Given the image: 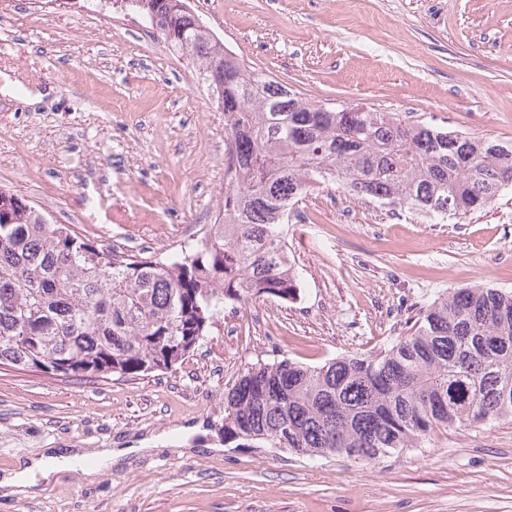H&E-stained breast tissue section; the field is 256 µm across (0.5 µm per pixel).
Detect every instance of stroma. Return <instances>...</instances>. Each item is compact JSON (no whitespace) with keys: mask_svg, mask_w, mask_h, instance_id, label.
<instances>
[{"mask_svg":"<svg viewBox=\"0 0 512 512\" xmlns=\"http://www.w3.org/2000/svg\"><path fill=\"white\" fill-rule=\"evenodd\" d=\"M248 68L308 102L512 144V0H199ZM224 114L192 60L79 0L0 14V188L91 240L165 258L221 208ZM288 230L297 296L225 308L174 367L68 381L0 366V477L48 448L126 449L0 512H512V420L434 429L374 461L223 448L224 392L283 358L379 348L451 288L512 290V188L436 224L337 186Z\"/></svg>","mask_w":512,"mask_h":512,"instance_id":"stroma-1","label":"stroma"}]
</instances>
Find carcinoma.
<instances>
[{"mask_svg": "<svg viewBox=\"0 0 512 512\" xmlns=\"http://www.w3.org/2000/svg\"><path fill=\"white\" fill-rule=\"evenodd\" d=\"M141 5L224 112L238 182L224 187L219 222L165 260L117 252L0 188V365L71 380L172 368L226 306L295 295L288 218L316 186L437 224L512 187L511 144L311 104L224 49L187 0ZM501 418H512V291L475 285L420 309L377 350L250 367L224 395V447L371 461L435 427Z\"/></svg>", "mask_w": 512, "mask_h": 512, "instance_id": "carcinoma-1", "label": "carcinoma"}]
</instances>
